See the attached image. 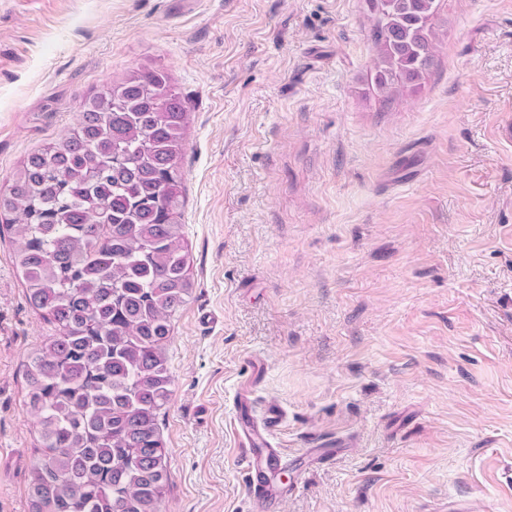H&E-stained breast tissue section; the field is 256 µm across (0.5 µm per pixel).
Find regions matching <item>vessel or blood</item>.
<instances>
[{
  "label": "vessel or blood",
  "instance_id": "vessel-or-blood-1",
  "mask_svg": "<svg viewBox=\"0 0 512 512\" xmlns=\"http://www.w3.org/2000/svg\"><path fill=\"white\" fill-rule=\"evenodd\" d=\"M281 419V411L271 407L263 421H256L249 413L239 415L236 420V430L249 448L246 476L256 512H269L271 506L285 493L284 487L274 481L281 455L271 442L272 428Z\"/></svg>",
  "mask_w": 512,
  "mask_h": 512
}]
</instances>
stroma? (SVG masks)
<instances>
[{"mask_svg": "<svg viewBox=\"0 0 512 512\" xmlns=\"http://www.w3.org/2000/svg\"><path fill=\"white\" fill-rule=\"evenodd\" d=\"M421 84L375 87L367 0H0V187L80 103L157 71L190 109L193 293L168 344L163 512H512V0H442ZM0 239V512H28L24 363L53 333ZM281 419V411L270 407L263 424L258 423L249 410L236 420V430L249 448L246 476L257 512H270L271 506L285 493V488L274 482L281 455L279 448H274L271 442L272 426Z\"/></svg>", "mask_w": 512, "mask_h": 512, "instance_id": "1", "label": "stroma"}]
</instances>
